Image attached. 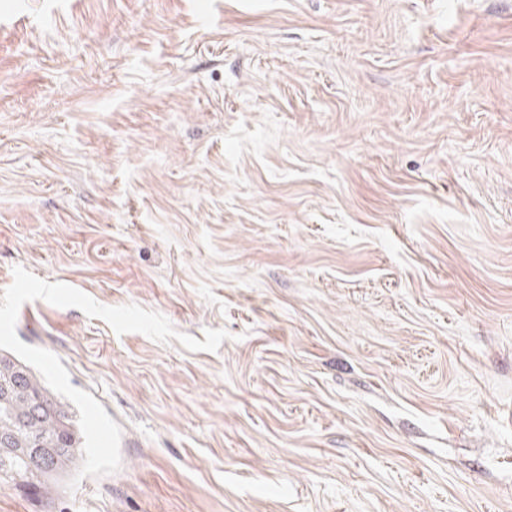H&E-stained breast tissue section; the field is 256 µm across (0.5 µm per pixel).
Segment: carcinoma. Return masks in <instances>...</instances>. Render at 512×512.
I'll return each instance as SVG.
<instances>
[{
    "instance_id": "carcinoma-1",
    "label": "carcinoma",
    "mask_w": 512,
    "mask_h": 512,
    "mask_svg": "<svg viewBox=\"0 0 512 512\" xmlns=\"http://www.w3.org/2000/svg\"><path fill=\"white\" fill-rule=\"evenodd\" d=\"M83 459L71 404L29 364L0 349V484L54 495Z\"/></svg>"
}]
</instances>
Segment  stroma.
<instances>
[{"label": "stroma", "mask_w": 512, "mask_h": 512, "mask_svg": "<svg viewBox=\"0 0 512 512\" xmlns=\"http://www.w3.org/2000/svg\"><path fill=\"white\" fill-rule=\"evenodd\" d=\"M121 466L0 512H512V0H0V292Z\"/></svg>", "instance_id": "obj_1"}]
</instances>
